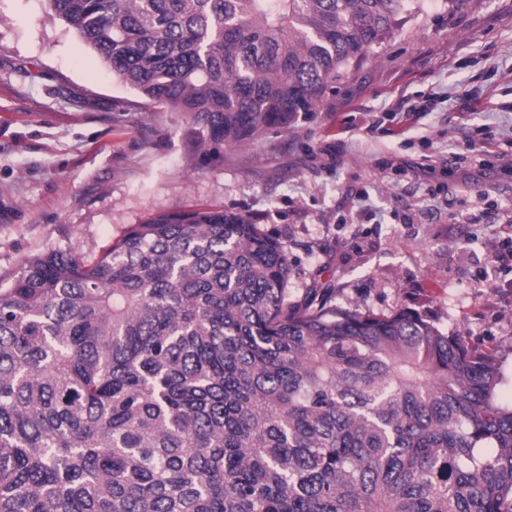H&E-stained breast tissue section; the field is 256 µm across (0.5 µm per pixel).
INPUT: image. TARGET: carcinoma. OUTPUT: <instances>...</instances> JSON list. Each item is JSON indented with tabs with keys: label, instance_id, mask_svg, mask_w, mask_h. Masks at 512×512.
I'll list each match as a JSON object with an SVG mask.
<instances>
[{
	"label": "carcinoma",
	"instance_id": "carcinoma-1",
	"mask_svg": "<svg viewBox=\"0 0 512 512\" xmlns=\"http://www.w3.org/2000/svg\"><path fill=\"white\" fill-rule=\"evenodd\" d=\"M47 2L210 157L317 111L408 0ZM290 276L210 207L28 259L0 286V512H512L491 359Z\"/></svg>",
	"mask_w": 512,
	"mask_h": 512
}]
</instances>
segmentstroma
<instances>
[{
  "label": "stroma",
  "mask_w": 512,
  "mask_h": 512,
  "mask_svg": "<svg viewBox=\"0 0 512 512\" xmlns=\"http://www.w3.org/2000/svg\"><path fill=\"white\" fill-rule=\"evenodd\" d=\"M415 3L318 111L204 162L185 115L113 77L46 0H0V284L160 210L239 211L287 246L293 299L413 311L488 353L511 404L512 266L493 255L512 235V0Z\"/></svg>",
  "instance_id": "35a3bbf8"
}]
</instances>
